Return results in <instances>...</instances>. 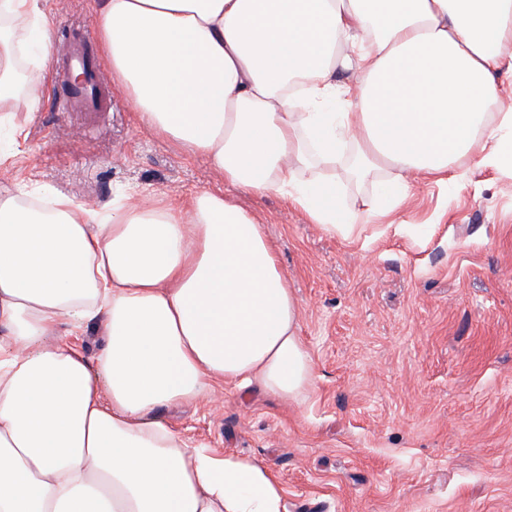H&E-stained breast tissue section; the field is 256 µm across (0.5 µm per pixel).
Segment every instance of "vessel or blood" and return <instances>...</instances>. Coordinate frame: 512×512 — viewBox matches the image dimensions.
<instances>
[{
  "label": "vessel or blood",
  "instance_id": "1",
  "mask_svg": "<svg viewBox=\"0 0 512 512\" xmlns=\"http://www.w3.org/2000/svg\"><path fill=\"white\" fill-rule=\"evenodd\" d=\"M71 67L84 72L82 83L72 85L62 99L67 112H103L107 109L109 86L104 69L89 46L74 49L69 56Z\"/></svg>",
  "mask_w": 512,
  "mask_h": 512
}]
</instances>
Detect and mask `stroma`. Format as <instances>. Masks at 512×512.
Segmentation results:
<instances>
[{
  "instance_id": "stroma-1",
  "label": "stroma",
  "mask_w": 512,
  "mask_h": 512,
  "mask_svg": "<svg viewBox=\"0 0 512 512\" xmlns=\"http://www.w3.org/2000/svg\"><path fill=\"white\" fill-rule=\"evenodd\" d=\"M97 0H47L54 58L94 28ZM48 78L0 124V185L24 180L102 206L125 187L153 199L224 194L263 224L300 307L313 382L295 402L228 381L158 415L188 444L257 461L286 512H512V172L453 164L454 184L418 180L389 214L362 213L395 172L335 174L356 231L325 232L279 193L224 183L139 122L120 88L112 108L64 112ZM21 130L26 150L13 151Z\"/></svg>"
}]
</instances>
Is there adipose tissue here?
<instances>
[{"instance_id":"obj_1","label":"adipose tissue","mask_w":512,"mask_h":512,"mask_svg":"<svg viewBox=\"0 0 512 512\" xmlns=\"http://www.w3.org/2000/svg\"><path fill=\"white\" fill-rule=\"evenodd\" d=\"M112 79L157 135L225 182L280 193L351 237L310 160L352 148L359 177L451 181L450 164H512V0H99ZM39 63L18 67L15 30ZM51 50L41 0H0V112L26 87L37 111ZM355 74L357 102L329 111ZM19 181L0 190V512H284L262 464L191 448L157 416L214 382L298 400L312 381L298 301L262 224L223 194L111 210ZM104 321L88 358L57 328Z\"/></svg>"}]
</instances>
